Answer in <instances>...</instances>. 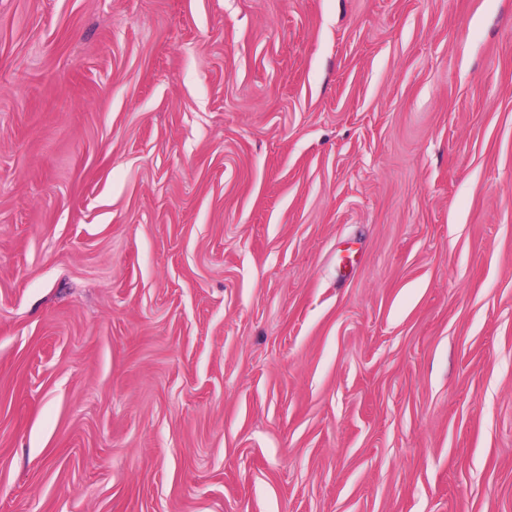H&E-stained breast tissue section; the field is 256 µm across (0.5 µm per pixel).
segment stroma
Returning <instances> with one entry per match:
<instances>
[{
	"label": "stroma",
	"mask_w": 512,
	"mask_h": 512,
	"mask_svg": "<svg viewBox=\"0 0 512 512\" xmlns=\"http://www.w3.org/2000/svg\"><path fill=\"white\" fill-rule=\"evenodd\" d=\"M0 512H512V0H0Z\"/></svg>",
	"instance_id": "35a3bbf8"
}]
</instances>
